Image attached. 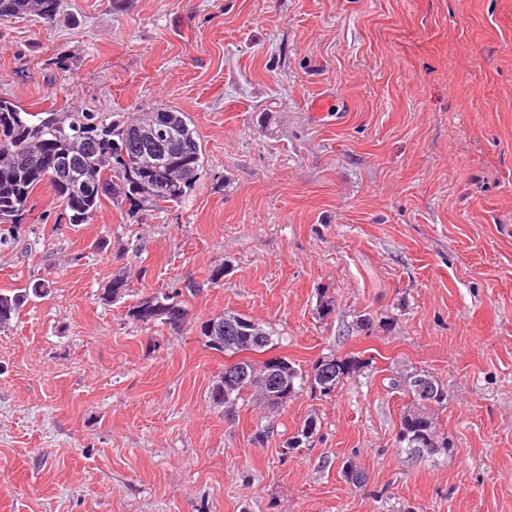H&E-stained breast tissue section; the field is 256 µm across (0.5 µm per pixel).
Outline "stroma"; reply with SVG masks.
<instances>
[{"label": "stroma", "instance_id": "1", "mask_svg": "<svg viewBox=\"0 0 512 512\" xmlns=\"http://www.w3.org/2000/svg\"><path fill=\"white\" fill-rule=\"evenodd\" d=\"M0 97L173 107L205 154L180 205L71 226L44 187L0 246V291L51 289L0 331V512H512V0H68L0 24ZM187 279L181 333L133 318ZM226 311L361 373L226 417ZM419 368L450 445L411 459L389 382Z\"/></svg>", "mask_w": 512, "mask_h": 512}]
</instances>
